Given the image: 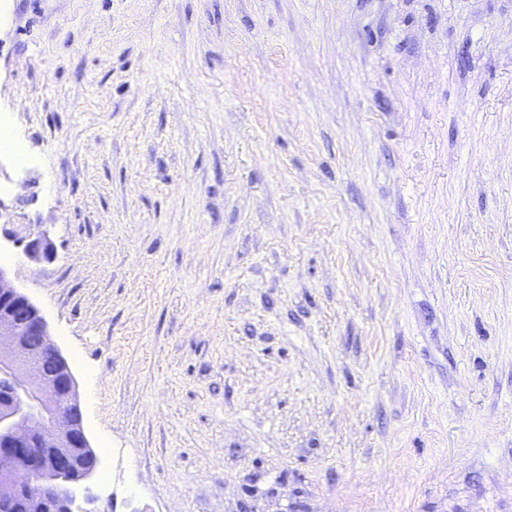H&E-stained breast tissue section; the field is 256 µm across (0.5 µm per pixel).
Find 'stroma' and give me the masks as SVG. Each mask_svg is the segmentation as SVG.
<instances>
[{
    "label": "stroma",
    "instance_id": "stroma-1",
    "mask_svg": "<svg viewBox=\"0 0 512 512\" xmlns=\"http://www.w3.org/2000/svg\"><path fill=\"white\" fill-rule=\"evenodd\" d=\"M0 117L85 512H512V0H0Z\"/></svg>",
    "mask_w": 512,
    "mask_h": 512
}]
</instances>
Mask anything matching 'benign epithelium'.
<instances>
[{
	"instance_id": "1",
	"label": "benign epithelium",
	"mask_w": 512,
	"mask_h": 512,
	"mask_svg": "<svg viewBox=\"0 0 512 512\" xmlns=\"http://www.w3.org/2000/svg\"><path fill=\"white\" fill-rule=\"evenodd\" d=\"M0 512H75L71 485L98 459L83 428L72 372L46 321L0 267ZM38 336L41 345H29ZM52 357L54 368L42 364Z\"/></svg>"
}]
</instances>
